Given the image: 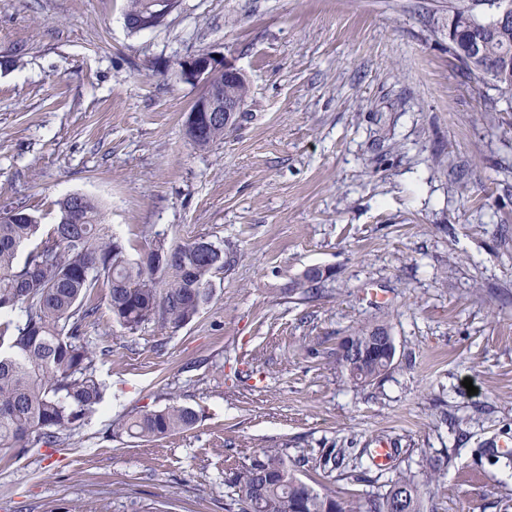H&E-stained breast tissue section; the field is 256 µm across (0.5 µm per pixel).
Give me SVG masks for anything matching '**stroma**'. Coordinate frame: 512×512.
<instances>
[{
  "instance_id": "35a3bbf8",
  "label": "stroma",
  "mask_w": 512,
  "mask_h": 512,
  "mask_svg": "<svg viewBox=\"0 0 512 512\" xmlns=\"http://www.w3.org/2000/svg\"><path fill=\"white\" fill-rule=\"evenodd\" d=\"M454 2L176 0L134 32L126 0H0V209L46 232L83 193L130 255L204 240L231 259L179 328L127 330L94 295L103 404L68 445L0 460V512H225L268 448L353 504L408 472L424 512H512V104L482 112L495 90L448 51ZM201 51L250 86L205 148L185 132L204 86L178 75ZM309 266L326 291L299 301ZM375 324L395 359L356 387L340 344ZM172 403L191 429L118 434ZM310 269L319 271L322 273L323 278H326L320 280V278L310 277L306 273L300 274L290 280V288H288V285L286 286V288H288V292L298 295L303 300L314 299L322 294L323 288H321V284L329 277H327L328 272L325 268L321 267H309L306 270Z\"/></svg>"
}]
</instances>
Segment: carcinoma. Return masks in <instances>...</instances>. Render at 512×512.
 Returning a JSON list of instances; mask_svg holds the SVG:
<instances>
[{
  "label": "carcinoma",
  "instance_id": "1",
  "mask_svg": "<svg viewBox=\"0 0 512 512\" xmlns=\"http://www.w3.org/2000/svg\"><path fill=\"white\" fill-rule=\"evenodd\" d=\"M143 19L161 24L158 0H128V27L138 31ZM482 54L473 59L466 41L449 49L478 83L485 73L512 54V24L484 26L479 19ZM499 98L483 97V111H498L500 98L512 96V73L494 83ZM224 139V124H199L191 141L208 147ZM60 222L17 263L19 248L35 237L38 224H26L0 212V315L20 308L24 321L11 335L0 328V453L63 443L67 433L80 427L103 401L96 363L112 354L108 340L92 347L83 336L85 320L94 313L92 292L107 288L113 319L133 331L149 321L160 328H178L193 321L210 302L213 275L224 269V249L204 252L199 242L165 245L156 250L171 254L173 263L160 270L132 259L125 244L102 224L97 201L79 193L59 201ZM322 280L306 273L290 280L288 292L303 300L322 294ZM346 378L362 385L385 374L373 360L341 362ZM198 415L190 407L173 403L161 410L132 415L121 423L128 437L149 442L190 429ZM298 463L277 449L236 472L231 484L236 497L228 512H389L390 503L405 497L404 512H423L414 478L399 474L384 492L352 507L332 491L319 492L296 474Z\"/></svg>",
  "mask_w": 512,
  "mask_h": 512
}]
</instances>
